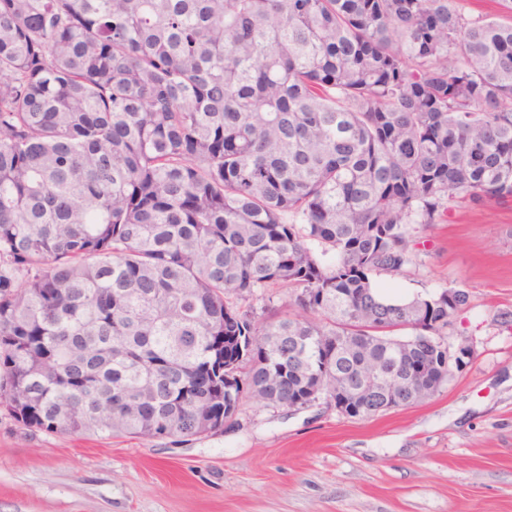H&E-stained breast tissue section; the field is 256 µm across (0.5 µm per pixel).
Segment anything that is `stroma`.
Returning a JSON list of instances; mask_svg holds the SVG:
<instances>
[{"mask_svg": "<svg viewBox=\"0 0 512 512\" xmlns=\"http://www.w3.org/2000/svg\"><path fill=\"white\" fill-rule=\"evenodd\" d=\"M399 297L469 295L446 341L473 357L431 397L366 418L243 399L184 442L33 433L0 411V512H512V198H454L412 231Z\"/></svg>", "mask_w": 512, "mask_h": 512, "instance_id": "stroma-1", "label": "stroma"}]
</instances>
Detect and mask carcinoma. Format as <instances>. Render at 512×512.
<instances>
[{"instance_id":"1","label":"carcinoma","mask_w":512,"mask_h":512,"mask_svg":"<svg viewBox=\"0 0 512 512\" xmlns=\"http://www.w3.org/2000/svg\"><path fill=\"white\" fill-rule=\"evenodd\" d=\"M465 3L0 0V408L188 440L369 363L350 418L448 377L468 294L375 278L455 195L512 197V0Z\"/></svg>"}]
</instances>
